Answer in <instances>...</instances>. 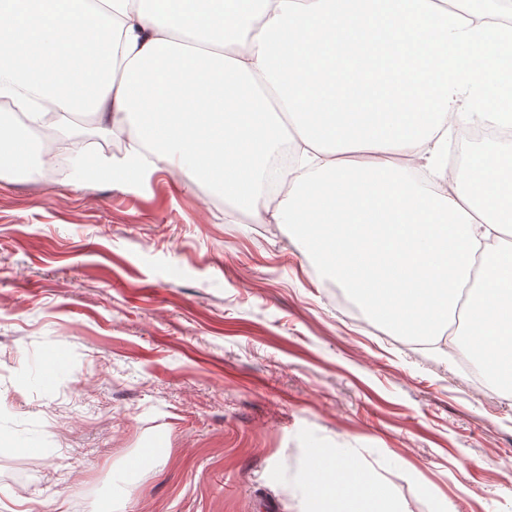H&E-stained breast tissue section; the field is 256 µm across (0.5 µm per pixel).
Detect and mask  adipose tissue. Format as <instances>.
<instances>
[{
    "mask_svg": "<svg viewBox=\"0 0 512 512\" xmlns=\"http://www.w3.org/2000/svg\"><path fill=\"white\" fill-rule=\"evenodd\" d=\"M512 0H0V171L46 166L47 112L125 128L123 181L178 169L255 223L289 225L318 277L401 336H455L512 390V113L491 43ZM496 131L448 166L452 129ZM408 157L405 165L395 155ZM315 512H395L348 457L313 464Z\"/></svg>",
    "mask_w": 512,
    "mask_h": 512,
    "instance_id": "obj_1",
    "label": "adipose tissue"
}]
</instances>
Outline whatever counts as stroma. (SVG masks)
Wrapping results in <instances>:
<instances>
[{"mask_svg":"<svg viewBox=\"0 0 512 512\" xmlns=\"http://www.w3.org/2000/svg\"><path fill=\"white\" fill-rule=\"evenodd\" d=\"M316 450L399 512H512V393L367 322L287 225L169 168L0 174V512H308Z\"/></svg>","mask_w":512,"mask_h":512,"instance_id":"stroma-1","label":"stroma"}]
</instances>
